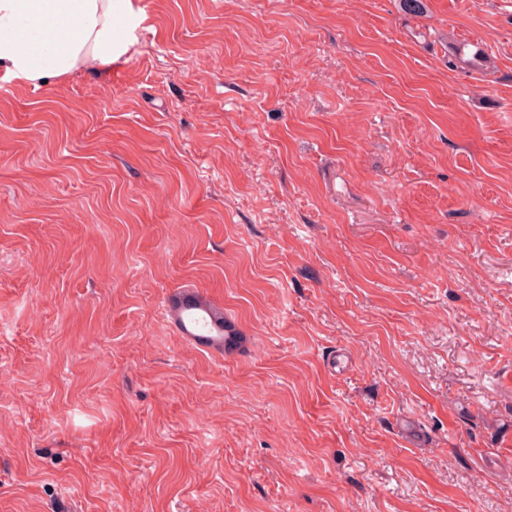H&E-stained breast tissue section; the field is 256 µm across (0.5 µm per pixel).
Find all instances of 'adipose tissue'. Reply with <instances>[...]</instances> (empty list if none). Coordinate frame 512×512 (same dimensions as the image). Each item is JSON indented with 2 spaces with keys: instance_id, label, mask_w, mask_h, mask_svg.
Segmentation results:
<instances>
[{
  "instance_id": "obj_1",
  "label": "adipose tissue",
  "mask_w": 512,
  "mask_h": 512,
  "mask_svg": "<svg viewBox=\"0 0 512 512\" xmlns=\"http://www.w3.org/2000/svg\"><path fill=\"white\" fill-rule=\"evenodd\" d=\"M133 0H0V72L34 86L111 66L137 39Z\"/></svg>"
}]
</instances>
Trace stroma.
<instances>
[{"instance_id": "35a3bbf8", "label": "stroma", "mask_w": 512, "mask_h": 512, "mask_svg": "<svg viewBox=\"0 0 512 512\" xmlns=\"http://www.w3.org/2000/svg\"><path fill=\"white\" fill-rule=\"evenodd\" d=\"M135 2L0 94V512H512V0ZM193 311H201L205 313L209 317V321L206 320L204 316L201 318H205L204 326H210V332L212 330L215 331V337L221 339L224 337V345L232 344L235 336L231 334V336H226L224 331H226L227 325L225 323L224 317L219 316L216 312L211 311L206 306H204L200 301H189L183 305V310L181 311V318L184 320V314L189 318L190 322L193 323L198 317H195L196 313Z\"/></svg>"}]
</instances>
